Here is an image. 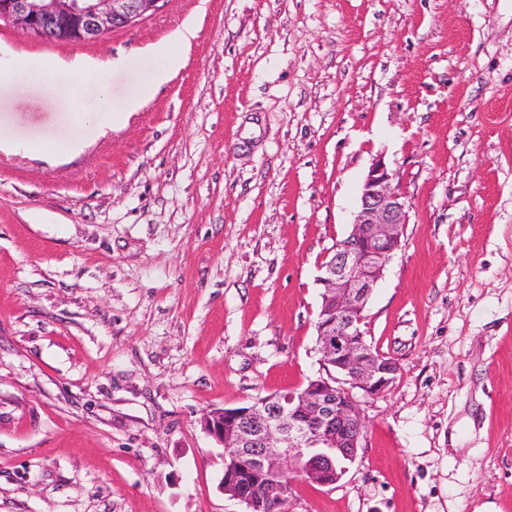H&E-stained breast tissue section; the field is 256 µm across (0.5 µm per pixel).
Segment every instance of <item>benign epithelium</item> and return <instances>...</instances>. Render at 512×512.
Listing matches in <instances>:
<instances>
[{"instance_id": "obj_1", "label": "benign epithelium", "mask_w": 512, "mask_h": 512, "mask_svg": "<svg viewBox=\"0 0 512 512\" xmlns=\"http://www.w3.org/2000/svg\"><path fill=\"white\" fill-rule=\"evenodd\" d=\"M166 0H0V23L21 26L46 42H94L151 17ZM385 157H375L362 184L348 236L321 266L323 314L317 327L324 366L338 376L311 380L239 407L204 413V431L224 448L228 475L259 477L265 497L235 492L247 512L283 509L287 475L330 486L361 447L364 425L358 389L377 396L392 384L397 365L364 340L365 310L391 256L401 248L409 202Z\"/></svg>"}]
</instances>
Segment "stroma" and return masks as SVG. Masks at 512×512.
I'll return each mask as SVG.
<instances>
[{
	"label": "stroma",
	"mask_w": 512,
	"mask_h": 512,
	"mask_svg": "<svg viewBox=\"0 0 512 512\" xmlns=\"http://www.w3.org/2000/svg\"><path fill=\"white\" fill-rule=\"evenodd\" d=\"M185 66L135 112L142 54ZM101 62L44 96L29 60ZM0 512H246L201 426L324 375L320 266L376 155L409 202L392 358L288 512H512V0H166L95 43L0 26ZM197 36L194 26H186L176 34L171 43L160 45L153 49L146 60V70L150 76L147 86L138 87L131 91L126 101V110L139 105L145 95L152 89L159 87L174 73L181 64L180 49L190 45V40Z\"/></svg>",
	"instance_id": "1"
}]
</instances>
